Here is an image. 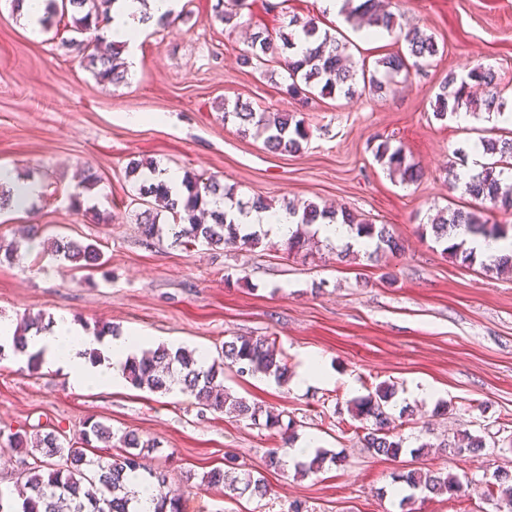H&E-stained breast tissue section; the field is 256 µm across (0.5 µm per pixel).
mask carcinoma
Here are the masks:
<instances>
[{
    "mask_svg": "<svg viewBox=\"0 0 512 512\" xmlns=\"http://www.w3.org/2000/svg\"><path fill=\"white\" fill-rule=\"evenodd\" d=\"M114 0H42L43 14L39 19L42 27H51L70 16L72 31L84 39H71L78 51L83 53L86 67L91 69L98 82L118 86L125 82L127 67L120 61L122 46H112L106 54L89 52L100 23L108 17ZM243 0H217L215 18L224 26L236 28ZM346 21L356 27L365 26L377 36L387 33L405 43L407 52L390 54L376 61V66L384 68L389 83L394 85L400 76L409 77L410 71L427 67L439 54L435 37L418 28H405L397 16L380 5V0H344L341 10ZM310 44L301 52L300 42ZM287 53L283 65L287 72L285 92L292 98L305 97L320 89V95H333L344 92L353 95L358 82L363 88L380 90L382 82L376 72L366 73V66H358L348 52V45L336 38L328 29H320L313 18L300 20L289 18L286 29L274 36L266 30L252 34L247 47L240 54V63L246 67ZM499 76L490 65L479 64L464 75L448 74L435 96L434 116L440 120L453 115L464 106L478 108L488 113H504L506 105L499 89ZM224 121L238 125L246 133L264 137V146L279 154L297 153L307 140L303 120L290 113L269 112L255 109L248 103L224 100ZM484 153L490 161L482 166L479 173L470 176L464 185V193L478 200L482 210H454L448 216L438 215L431 219L430 228L436 242L445 245L463 265L477 260L474 249L467 247L466 240L458 239V229L463 227L474 237L506 239L508 232L499 224H487L483 212L499 210L512 215V178L504 177L512 172V138H489L481 140ZM374 157L383 163L390 174L399 176L404 184H414L422 176L421 169L407 160L402 147L391 146L389 140L380 141L374 148ZM148 173L141 176L139 193L142 197H152L157 206L165 209L173 217L170 230L175 241L186 246L197 244L218 246L226 241H240L245 246L260 243L262 233L256 229L248 232L240 225L226 222V213L215 209L211 212L213 223L204 224L197 219L201 206L210 198L219 197L240 211L267 210L270 205L262 198L244 202L236 198L232 188L224 186L219 179L202 176L195 180L184 179L188 191L187 198L180 203L169 197V189L160 180L162 170L152 164L146 166ZM288 211L298 217L296 229L287 241L288 252L298 254L311 247L316 229L314 225L325 221L346 224L359 238H365L374 248L373 254L401 250L399 240L386 224H369L357 218L347 209L332 211L321 209L313 203L290 204ZM158 214L144 211L140 221L142 234L152 238L162 232L157 222ZM54 253L65 261L79 264V268L94 270L102 265L103 254L95 244L83 245L79 242L56 239ZM45 329L42 318L24 317L16 326L14 354L25 352L24 336L30 330ZM237 368L241 374L261 373L283 384L288 380V367L282 354L276 349V340L270 336L235 337L224 342L218 357L208 365L201 354L185 347L161 344L144 349L140 355L131 356L124 365L126 381L134 388L151 393L167 394L174 390L188 395L205 404L210 410L230 414L252 424L265 416L263 426L284 435L293 421L283 423L282 417L273 413H263L256 404L243 398L234 397L224 387V368ZM390 388L383 385L375 391L353 401L352 417L360 422L373 420L364 434L365 447L377 456L396 459L408 451L404 448V438L399 433L400 425L387 412ZM0 447L16 450L23 464L25 482L18 486L21 492L23 512H131L130 503L134 492L125 483V473L143 471L144 477L156 486L155 512H182L181 496L168 488L167 475L149 467L145 459L155 448L151 440L143 439L134 431L117 433L101 421H86L81 445L77 446L52 429L29 435L18 429L4 433L0 431ZM433 447L423 442L408 452L416 455ZM451 456H469L474 460L483 458L486 442L480 436L467 432L457 435V439L439 444ZM119 448L121 452L112 453ZM335 459L328 451L318 449L308 462H299L302 471H317L326 459ZM395 481L405 484L411 494L402 497L399 507L402 512L415 497L431 500L436 496H453L463 487L459 476L431 469H416L395 477ZM199 486L221 488L228 497L240 496L246 492L252 496L267 494V484L263 477L247 475L244 482L222 467H214L202 474ZM488 496L496 500L497 512H512V472L499 470L494 474V482L488 484Z\"/></svg>",
    "mask_w": 512,
    "mask_h": 512,
    "instance_id": "cac0c4a2",
    "label": "carcinoma"
}]
</instances>
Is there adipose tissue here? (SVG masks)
I'll return each instance as SVG.
<instances>
[{
  "label": "adipose tissue",
  "instance_id": "ef3b65f1",
  "mask_svg": "<svg viewBox=\"0 0 512 512\" xmlns=\"http://www.w3.org/2000/svg\"><path fill=\"white\" fill-rule=\"evenodd\" d=\"M178 0H115L105 37L134 46L145 30L158 26L172 16ZM217 209L227 212L236 224L262 225L271 234L288 238L297 218L287 211L252 210L238 212L226 209L224 201H216ZM147 346L144 333L129 330L102 338L85 332L72 318H59L45 332L29 333L26 351L39 355L43 366L66 373L77 388L96 386L109 388L123 380L127 359Z\"/></svg>",
  "mask_w": 512,
  "mask_h": 512
}]
</instances>
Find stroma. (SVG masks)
<instances>
[{
    "label": "stroma",
    "mask_w": 512,
    "mask_h": 512,
    "mask_svg": "<svg viewBox=\"0 0 512 512\" xmlns=\"http://www.w3.org/2000/svg\"><path fill=\"white\" fill-rule=\"evenodd\" d=\"M215 2L180 0V18L143 35L132 77L113 87L98 83L66 47L70 28L32 34L0 0V165L43 187L30 211L0 212V241L20 244L0 263V318L69 316L212 355L236 336H272L292 372L302 352L320 354L331 377L306 389L233 370L224 386L293 419L295 445L333 451L335 462L316 474H299L291 463L270 469L267 455L281 439L264 427L176 391L155 394L126 382L78 389L61 371L32 374L12 357L0 361V430L54 428L76 441L94 419L136 431L156 441L150 463L182 493L183 512H289L296 501L303 512H401L393 479L419 468L474 482L464 493L416 502V512H495L486 477L512 471V274L459 265L421 227L446 208H474L455 182L470 166L471 144L512 135V126L482 111L466 126L433 115L447 74L479 63L498 72L512 108V0H392L404 26L438 43L427 74L410 75L397 92L314 94L305 102L284 93L281 63L244 67L239 56L250 33L279 28L287 13L334 26L322 0H287L281 13L267 10V0H245L233 30L214 20ZM336 35L370 68L405 48L384 34L359 38L349 25ZM225 98L296 114L307 142L295 154L268 151L262 138L223 122ZM158 115L163 123H155ZM378 138L403 146L422 180L404 185L391 176L372 153ZM134 160L217 177L238 198L260 196L277 208L288 200L347 208L390 225L402 249L377 258L357 250L342 261L340 246L323 239L297 256L271 235L254 248L188 249L165 230L147 239L145 206L128 173ZM88 168L99 182L76 212L69 196ZM60 236L97 244L105 265L85 271L58 261L49 242ZM421 383L435 387L436 398L409 399L410 386ZM381 384L393 390L389 413L414 412L401 428L409 452L395 461L368 452L350 412L353 399ZM465 429L485 439L482 461L437 450ZM423 442L429 453L412 456ZM228 463L264 476L266 497L188 487L187 475Z\"/></svg>",
    "instance_id": "obj_1"
}]
</instances>
